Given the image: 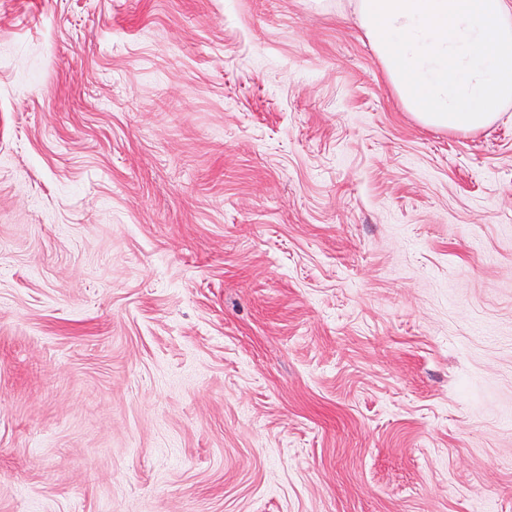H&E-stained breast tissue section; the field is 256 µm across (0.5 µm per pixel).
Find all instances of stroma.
Wrapping results in <instances>:
<instances>
[{"label": "stroma", "mask_w": 512, "mask_h": 512, "mask_svg": "<svg viewBox=\"0 0 512 512\" xmlns=\"http://www.w3.org/2000/svg\"><path fill=\"white\" fill-rule=\"evenodd\" d=\"M350 11L0 0V512H512V111Z\"/></svg>", "instance_id": "1"}]
</instances>
